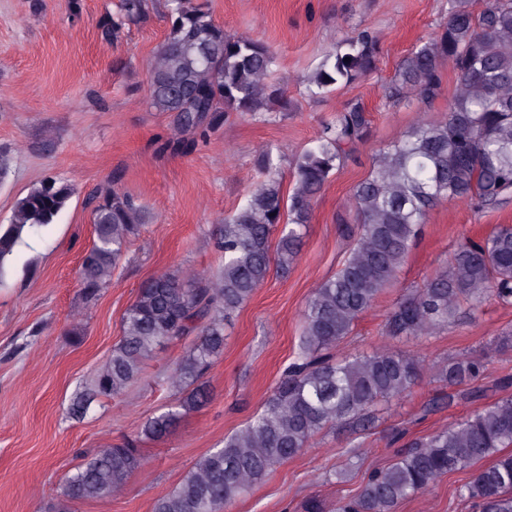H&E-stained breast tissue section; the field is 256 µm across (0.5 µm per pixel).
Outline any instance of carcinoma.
I'll use <instances>...</instances> for the list:
<instances>
[{
    "label": "carcinoma",
    "mask_w": 512,
    "mask_h": 512,
    "mask_svg": "<svg viewBox=\"0 0 512 512\" xmlns=\"http://www.w3.org/2000/svg\"><path fill=\"white\" fill-rule=\"evenodd\" d=\"M169 33L149 67L148 106L177 114L184 132H205L226 112L260 118L272 106L288 109L283 87L268 81L272 53L261 41L224 32L209 10L193 0H167ZM146 16V0H119V14L102 27L109 39L125 21ZM380 37L368 30L336 42L310 79L327 94L372 74ZM452 65L456 89L448 117L420 124L384 147L368 178L357 184L355 244L341 269L314 289L303 313V336L295 360L241 430L197 459L153 512H219L261 481L277 464L300 454L321 431L343 427L367 431L382 403L399 398L420 377V358L391 348L336 360L328 350L348 336L391 286L428 212L442 201L470 202L480 209L512 200V0H448L440 31L402 60L386 99L411 94L429 103L442 92L441 69ZM368 132L364 109L353 104L336 113L296 162V186L288 197L289 228L281 231L277 265L288 272L308 223L315 195ZM263 180L246 204L215 236L224 267L215 274L183 269L146 283L124 318L123 337L92 387L77 397L86 409L99 395L124 391L165 344L196 339L168 378L175 402L148 419L136 438L102 448L64 481L51 512H70L77 501L108 497L141 467V438H161L188 412L209 399L203 382L224 352V324L267 279L270 241L282 220L283 196L272 150L259 158ZM73 195L70 184L44 178L16 202L10 223L0 225V279L26 236L57 221ZM95 240L80 265L86 302L111 281L127 240L136 235L139 207L110 187L92 197ZM493 297L512 303V227L485 238L465 239L448 266L403 296L385 324L386 335L430 336L455 319L463 305ZM485 364L472 357L448 360L438 376L448 386L474 380ZM512 398H501L466 419L417 438L387 466L373 470L358 495L336 512H397L398 506L451 473L470 471L459 490L479 512H512ZM494 460L484 465L488 457Z\"/></svg>",
    "instance_id": "1"
}]
</instances>
